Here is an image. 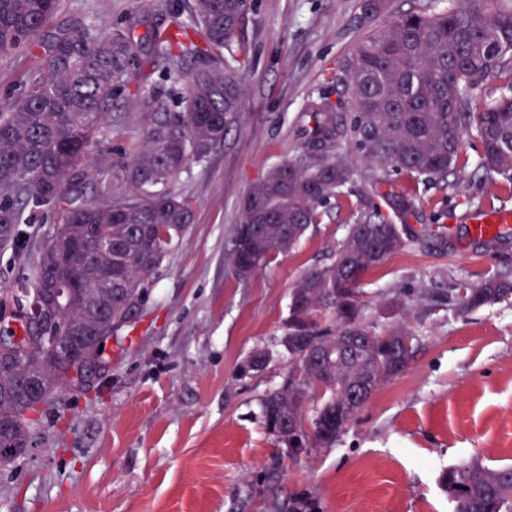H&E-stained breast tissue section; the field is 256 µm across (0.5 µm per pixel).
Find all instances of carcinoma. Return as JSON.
<instances>
[{
	"mask_svg": "<svg viewBox=\"0 0 512 512\" xmlns=\"http://www.w3.org/2000/svg\"><path fill=\"white\" fill-rule=\"evenodd\" d=\"M495 3L489 10L482 0H451L446 9L397 14L374 30L346 64L351 111H336L326 96L310 102L295 121L297 155L272 167L241 202L233 266L247 278L272 255L292 251L319 223L320 207L347 197L355 182L363 186L331 262L293 288L280 340L288 374L262 399L263 426L290 458L333 447L354 417L340 410L348 391L365 382L372 396L412 357V345L399 341L407 328L375 331L360 301L363 275L419 241L406 224L417 195L391 189L390 176L426 188L443 181L471 136L482 169L512 184V0ZM60 7L61 0H0V54L23 49L39 59L18 103L0 112V249L22 252L28 235L21 225L48 223L35 287L22 291L15 317L33 335L26 315L58 275L72 296L46 298L37 311L52 330L86 332L88 348L136 321L170 247L191 224V204L170 185L224 142L241 108L242 78L221 51L236 36L245 0H182L160 20L152 0H139L134 23L105 32L50 28ZM146 66L184 82L182 108L170 110L153 87L138 88L147 116L141 143L114 153L105 146L112 110L132 71ZM488 78L500 85L486 103L476 91ZM380 199L400 223L383 214ZM509 299L507 275L448 289L458 315ZM346 340L350 363L332 353ZM274 357L254 349L240 376L260 375ZM71 361L39 345L23 359L0 358V460L33 447L38 421L22 416L26 385L37 386L39 403L52 401L69 386ZM311 399L317 407L307 423ZM439 482L454 512H512V466L471 460L444 469Z\"/></svg>",
	"mask_w": 512,
	"mask_h": 512,
	"instance_id": "carcinoma-1",
	"label": "carcinoma"
}]
</instances>
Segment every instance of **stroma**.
I'll return each mask as SVG.
<instances>
[{
  "label": "stroma",
  "mask_w": 512,
  "mask_h": 512,
  "mask_svg": "<svg viewBox=\"0 0 512 512\" xmlns=\"http://www.w3.org/2000/svg\"><path fill=\"white\" fill-rule=\"evenodd\" d=\"M443 0H390L387 13L361 20L360 0H246L232 45L244 96L207 159L171 185L193 208L173 243L129 336L112 343L107 372L89 389L65 391L45 407L38 444L0 464V512H270L271 495L298 499L305 512H453L441 471L473 459L512 465V304L454 316L448 290L512 273V244L483 249L466 214L512 200V187L478 167L480 146L463 142L454 174L419 191L410 227L421 236L368 272L363 313L378 328L394 316L385 303L402 293L417 341L407 368L359 409L334 447L289 458L262 426L261 399L281 386L288 355L280 345L291 291L330 262L351 202L321 210L320 222L287 255L249 278L231 261L240 203L269 168L297 154L294 119L327 95L350 111L345 65L371 28L404 12L431 13ZM135 0H63L58 26L103 31L124 22ZM38 60L0 56V112L9 111ZM111 146H138L146 117L123 94ZM36 244L23 255L0 250V328L13 295L33 288ZM427 297H420V290ZM258 347L276 360L254 378L238 374Z\"/></svg>",
  "instance_id": "stroma-1"
}]
</instances>
